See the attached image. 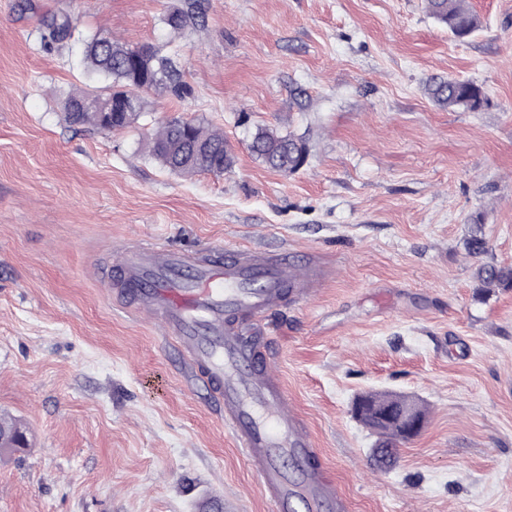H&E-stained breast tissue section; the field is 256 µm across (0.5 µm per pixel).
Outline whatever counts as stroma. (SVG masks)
<instances>
[{
	"instance_id": "obj_1",
	"label": "stroma",
	"mask_w": 512,
	"mask_h": 512,
	"mask_svg": "<svg viewBox=\"0 0 512 512\" xmlns=\"http://www.w3.org/2000/svg\"><path fill=\"white\" fill-rule=\"evenodd\" d=\"M168 0H0V410L29 446L0 456V512H271L216 406L167 337L110 296L116 248L158 241L309 257L302 304L239 327L276 365L349 512H512V289L485 290L465 241L512 265V0H470L459 42L424 0H209L171 33ZM175 54L190 98L149 91L111 133L66 123L78 47L40 18ZM481 84L477 112L438 107L432 77ZM223 131L234 165L183 176L147 146L169 119ZM308 147L293 174L257 129ZM421 399L428 422L381 465L357 395ZM43 41L51 47L66 45L75 33L73 17L66 11H57L46 15L43 20ZM252 153L269 167L284 173H295L302 165H297L295 150L305 152L307 147L301 138L292 134L283 135L277 128H260L255 133L251 145ZM286 167V169H285Z\"/></svg>"
}]
</instances>
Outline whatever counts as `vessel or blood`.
Listing matches in <instances>:
<instances>
[{
  "mask_svg": "<svg viewBox=\"0 0 512 512\" xmlns=\"http://www.w3.org/2000/svg\"><path fill=\"white\" fill-rule=\"evenodd\" d=\"M126 306L155 320L224 414L270 500L271 512H331L336 485L314 462L307 427L272 366L270 346L241 336L239 316L303 297L318 270L289 253L137 243L106 274Z\"/></svg>",
  "mask_w": 512,
  "mask_h": 512,
  "instance_id": "1",
  "label": "vessel or blood"
}]
</instances>
